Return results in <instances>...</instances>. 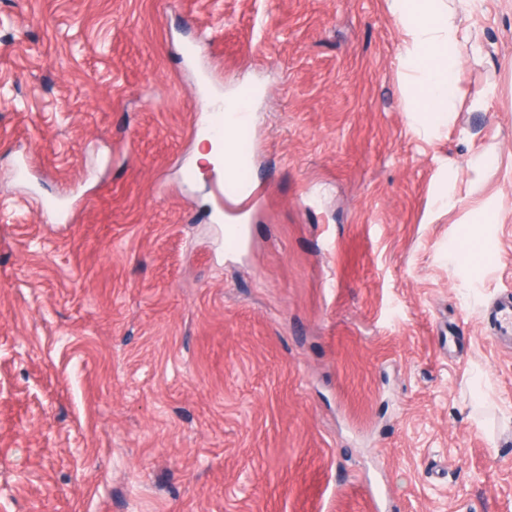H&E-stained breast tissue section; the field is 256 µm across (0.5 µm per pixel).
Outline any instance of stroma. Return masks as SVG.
<instances>
[{"instance_id":"35a3bbf8","label":"stroma","mask_w":512,"mask_h":512,"mask_svg":"<svg viewBox=\"0 0 512 512\" xmlns=\"http://www.w3.org/2000/svg\"><path fill=\"white\" fill-rule=\"evenodd\" d=\"M449 8L427 134L387 0H0V512H512V0Z\"/></svg>"}]
</instances>
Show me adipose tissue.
Wrapping results in <instances>:
<instances>
[{"label":"adipose tissue","instance_id":"1","mask_svg":"<svg viewBox=\"0 0 512 512\" xmlns=\"http://www.w3.org/2000/svg\"><path fill=\"white\" fill-rule=\"evenodd\" d=\"M403 36L400 64L414 92L408 111L424 126L446 125L454 108L459 73L455 57L462 32L451 20L447 0H388Z\"/></svg>","mask_w":512,"mask_h":512}]
</instances>
